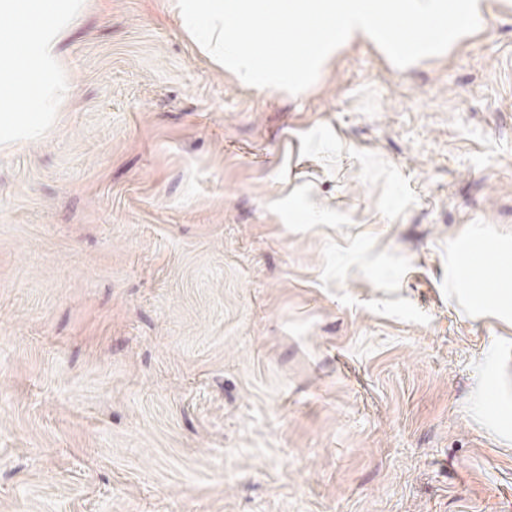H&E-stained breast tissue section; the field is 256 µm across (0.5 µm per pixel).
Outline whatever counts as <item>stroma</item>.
I'll return each instance as SVG.
<instances>
[{"instance_id":"1","label":"stroma","mask_w":512,"mask_h":512,"mask_svg":"<svg viewBox=\"0 0 512 512\" xmlns=\"http://www.w3.org/2000/svg\"><path fill=\"white\" fill-rule=\"evenodd\" d=\"M484 11L296 97L168 0H84L71 99L0 153V512H512V317L448 273L512 250V0Z\"/></svg>"}]
</instances>
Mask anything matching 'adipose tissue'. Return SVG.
<instances>
[{
    "instance_id": "1",
    "label": "adipose tissue",
    "mask_w": 512,
    "mask_h": 512,
    "mask_svg": "<svg viewBox=\"0 0 512 512\" xmlns=\"http://www.w3.org/2000/svg\"><path fill=\"white\" fill-rule=\"evenodd\" d=\"M82 0H0V14L19 18L11 34L14 55L0 57V148L41 137L57 106L72 94L70 82L57 67L62 31L78 21ZM37 102L30 111L29 102ZM468 256L455 255L454 269L471 305H496L512 312V279L486 284L473 273Z\"/></svg>"
}]
</instances>
